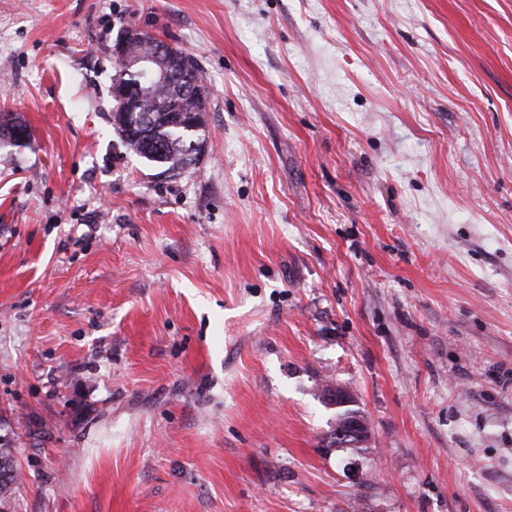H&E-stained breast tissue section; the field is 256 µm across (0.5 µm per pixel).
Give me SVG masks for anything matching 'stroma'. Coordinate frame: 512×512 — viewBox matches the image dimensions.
Listing matches in <instances>:
<instances>
[{"mask_svg": "<svg viewBox=\"0 0 512 512\" xmlns=\"http://www.w3.org/2000/svg\"><path fill=\"white\" fill-rule=\"evenodd\" d=\"M131 26L207 86L176 178ZM4 115L7 512H512V0H0ZM144 38L138 29L129 28L124 41L113 48V55L119 65L126 70L135 69L139 76L144 77L145 82L136 85L124 83L116 88L115 94L121 107L129 112H117L115 108L112 125L129 152L161 169L159 174L174 178L199 161V154L207 141L204 113L201 120L195 119L193 123L182 120L179 123L172 115L174 112H164L173 103H179L186 111L199 108L198 103L191 98L181 97L176 86L158 88L144 103L142 112H135L144 94L148 92L146 86L150 81L161 83L172 77V72L160 69L158 63L178 57L181 58L182 68L187 67L184 56L177 55L166 42L156 44L153 49L139 43L133 49L137 53L132 52L129 43L141 42ZM148 51L151 52L138 54ZM132 126L133 130L128 132ZM31 133L25 123L14 119L0 120V147H27ZM8 443L0 444V511L11 503L18 473L15 468V448H10ZM3 506V508H2Z\"/></svg>", "mask_w": 512, "mask_h": 512, "instance_id": "1", "label": "stroma"}]
</instances>
